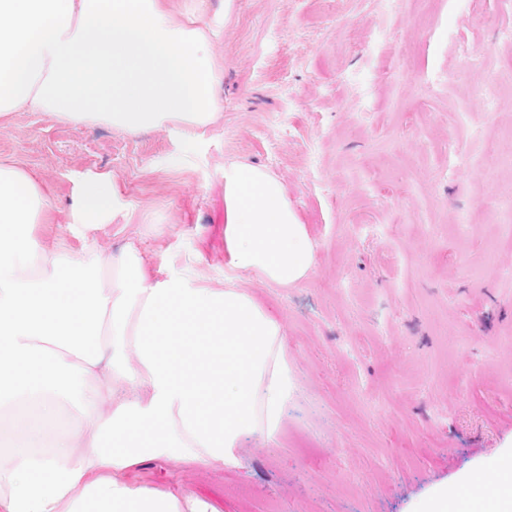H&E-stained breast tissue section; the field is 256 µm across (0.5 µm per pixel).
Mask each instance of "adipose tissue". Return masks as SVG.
<instances>
[{"label": "adipose tissue", "instance_id": "adipose-tissue-1", "mask_svg": "<svg viewBox=\"0 0 512 512\" xmlns=\"http://www.w3.org/2000/svg\"><path fill=\"white\" fill-rule=\"evenodd\" d=\"M112 196L111 176L88 182L74 232ZM50 220L35 175L0 162V512H217L123 476L158 458L232 467L244 438L277 439L297 391L279 321L239 284L151 278L132 241L39 251L27 227ZM224 245L277 285L314 261L282 183L240 161L224 166Z\"/></svg>", "mask_w": 512, "mask_h": 512}]
</instances>
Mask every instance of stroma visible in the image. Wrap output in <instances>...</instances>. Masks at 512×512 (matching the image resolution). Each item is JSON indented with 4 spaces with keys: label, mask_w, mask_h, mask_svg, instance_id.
I'll return each instance as SVG.
<instances>
[{
    "label": "stroma",
    "mask_w": 512,
    "mask_h": 512,
    "mask_svg": "<svg viewBox=\"0 0 512 512\" xmlns=\"http://www.w3.org/2000/svg\"><path fill=\"white\" fill-rule=\"evenodd\" d=\"M205 30L222 116L199 153L49 112L0 118L36 175L30 236L83 259V181L110 175L89 238L138 241L152 276L246 287L278 319L297 394L235 468L153 459L128 484L218 512H415L512 459V7L501 0H169ZM271 170L314 243L280 286L230 266L224 165Z\"/></svg>",
    "instance_id": "stroma-1"
}]
</instances>
